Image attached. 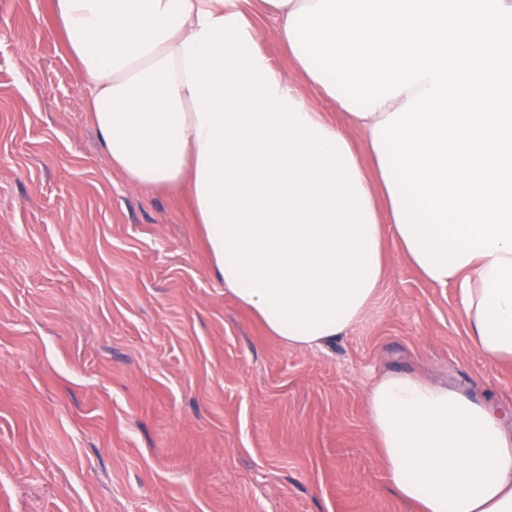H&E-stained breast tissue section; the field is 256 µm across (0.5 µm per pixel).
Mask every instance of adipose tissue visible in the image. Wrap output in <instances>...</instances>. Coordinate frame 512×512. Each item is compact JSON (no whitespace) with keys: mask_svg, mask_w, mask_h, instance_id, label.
<instances>
[{"mask_svg":"<svg viewBox=\"0 0 512 512\" xmlns=\"http://www.w3.org/2000/svg\"><path fill=\"white\" fill-rule=\"evenodd\" d=\"M263 2L344 123L224 0H53L113 167L187 188L217 276L289 346L321 347L362 319L392 240L426 282L459 287L474 346L511 362L512 0ZM369 425L418 512H512L498 409L388 374Z\"/></svg>","mask_w":512,"mask_h":512,"instance_id":"obj_1","label":"adipose tissue"}]
</instances>
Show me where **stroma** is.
<instances>
[{
  "mask_svg": "<svg viewBox=\"0 0 512 512\" xmlns=\"http://www.w3.org/2000/svg\"><path fill=\"white\" fill-rule=\"evenodd\" d=\"M261 47L294 82L258 0ZM52 0H0V512H415L368 422L411 373L512 415V362L395 245L357 324L269 335L213 274L188 197L114 169Z\"/></svg>",
  "mask_w": 512,
  "mask_h": 512,
  "instance_id": "35a3bbf8",
  "label": "stroma"
}]
</instances>
